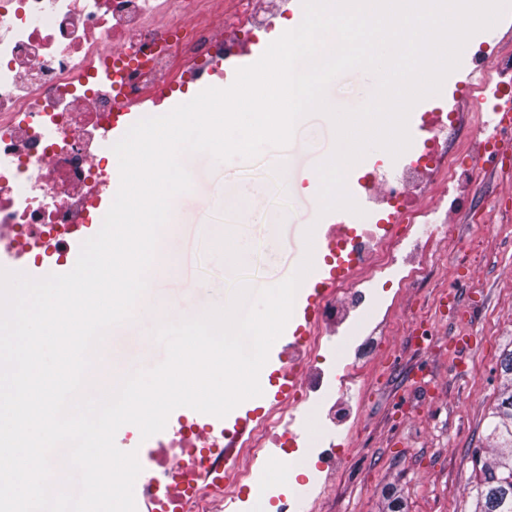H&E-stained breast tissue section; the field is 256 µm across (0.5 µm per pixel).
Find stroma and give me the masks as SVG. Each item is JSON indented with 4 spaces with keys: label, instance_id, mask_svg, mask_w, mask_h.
Instances as JSON below:
<instances>
[{
    "label": "stroma",
    "instance_id": "obj_1",
    "mask_svg": "<svg viewBox=\"0 0 512 512\" xmlns=\"http://www.w3.org/2000/svg\"><path fill=\"white\" fill-rule=\"evenodd\" d=\"M374 88L373 76L350 71L329 85L327 100L354 109ZM334 147L331 120L312 114L286 148L265 149L255 160L217 164L205 154L191 156L192 188L171 214L177 266L150 281L147 311L107 339L101 369L126 374L162 362L154 326L223 306L236 277L255 289L271 286L291 276L307 254L314 270H322L334 216L320 214L313 177ZM454 160L471 170L451 192L459 238H444L435 224L415 225L428 242L435 278L425 288L389 289L388 343L364 380L342 387L361 414L351 431L335 435L342 458L333 487L311 490L297 512H388L390 493L406 512H474L476 455L489 445L501 360L512 350V168L492 167L466 150ZM228 186L235 191L230 198ZM228 231L252 245L238 273L215 248ZM451 290L458 303L448 313L439 298ZM407 317L428 322V347H410Z\"/></svg>",
    "mask_w": 512,
    "mask_h": 512
}]
</instances>
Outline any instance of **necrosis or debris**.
<instances>
[{"label":"necrosis or debris","mask_w":512,"mask_h":512,"mask_svg":"<svg viewBox=\"0 0 512 512\" xmlns=\"http://www.w3.org/2000/svg\"><path fill=\"white\" fill-rule=\"evenodd\" d=\"M237 2L228 13L223 0H0V251L18 260L65 257L68 238L112 180L97 144L118 113L206 81L288 16L281 0ZM419 119L428 136L401 169L388 178L375 166L358 180L377 209L326 234L339 271L314 327L296 337L283 363L298 375L295 394L265 410L249 439L237 443L222 425L180 418L148 457L160 481L137 483L152 512H223L247 490L255 493L253 512H291L302 485H267L262 464L270 447L295 444L297 410L317 424L306 444L316 473L335 469L326 437L351 427L359 413L336 381L356 380L377 358L380 342L364 330L368 312L381 319L388 312L380 288L431 283L433 267L412 229L438 220L432 203L445 194L434 177L462 178L440 147L442 134L458 126L449 102L437 101ZM403 248L414 251L411 264H398ZM332 331L349 351L334 366L324 342Z\"/></svg>","instance_id":"1"}]
</instances>
